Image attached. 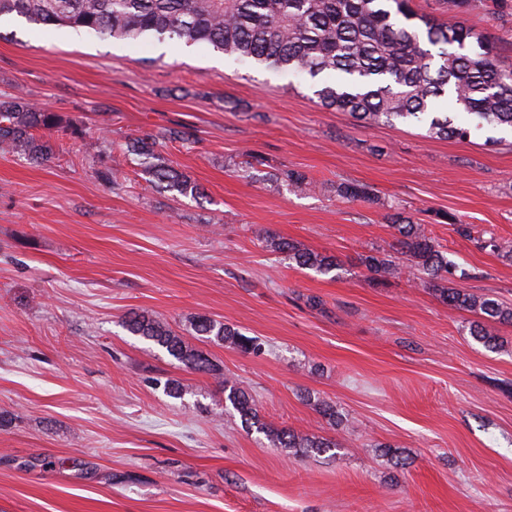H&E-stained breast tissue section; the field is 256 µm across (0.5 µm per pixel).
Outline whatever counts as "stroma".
<instances>
[{"mask_svg":"<svg viewBox=\"0 0 512 512\" xmlns=\"http://www.w3.org/2000/svg\"><path fill=\"white\" fill-rule=\"evenodd\" d=\"M462 19L512 66V0H473ZM15 95L80 134H49L41 164L0 152V512H512V326L495 325V350L476 342L474 314L418 278L389 222L393 209L411 213L469 270L456 288L512 306L511 135L369 126L323 108L310 79L204 44L9 15L0 100ZM177 126L188 141L167 140ZM136 137L154 139L203 197L153 187L126 151ZM250 156L267 180L245 177ZM288 170L312 189L290 190ZM346 181L371 200L339 197ZM270 233L336 256L340 275L298 268L266 248ZM490 238L496 249L480 248ZM372 249L402 275L370 285L358 257ZM131 311L187 336L220 376L129 333ZM199 314L259 338L261 352L193 337ZM222 377L250 390L267 426L337 449L273 447L225 407ZM169 379L183 398L166 394Z\"/></svg>","mask_w":512,"mask_h":512,"instance_id":"stroma-1","label":"stroma"}]
</instances>
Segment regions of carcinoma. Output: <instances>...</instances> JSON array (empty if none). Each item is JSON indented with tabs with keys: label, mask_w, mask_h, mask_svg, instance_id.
<instances>
[{
	"label": "carcinoma",
	"mask_w": 512,
	"mask_h": 512,
	"mask_svg": "<svg viewBox=\"0 0 512 512\" xmlns=\"http://www.w3.org/2000/svg\"><path fill=\"white\" fill-rule=\"evenodd\" d=\"M448 21L434 23L418 14L411 0H0V17L16 14L33 25L83 28L102 38L122 41H170L187 46L203 43L225 58L278 74L306 76L324 108L346 112L367 123L395 121L422 124L429 136L465 140L475 129L512 131V67L501 64L492 47L470 44L472 31L456 20L470 0H444ZM76 134V128L46 107L22 97L0 101V150L35 162L51 158L53 147L41 131ZM126 151L149 160L153 184L180 195H200L197 185L153 152L145 138H131ZM296 192L309 189L308 177L283 173ZM347 200L370 198L354 182L336 186ZM397 232L396 250L411 268L428 279L453 309L474 312L512 324V307L487 295H476L447 283L468 276L425 228L402 213L389 216ZM266 246L286 252L294 262L327 275L340 269L333 255L316 253L272 234ZM367 281L384 285L401 274L388 255L371 250L359 257ZM194 334L242 351L259 348L255 339L206 315L190 322ZM126 329L200 373L217 369L168 324L140 313L125 319ZM470 335L488 349L497 338L479 321ZM224 402L246 428H256L277 448L322 454L338 447L323 436H302L261 422L252 396L224 379Z\"/></svg>",
	"instance_id": "carcinoma-1"
}]
</instances>
